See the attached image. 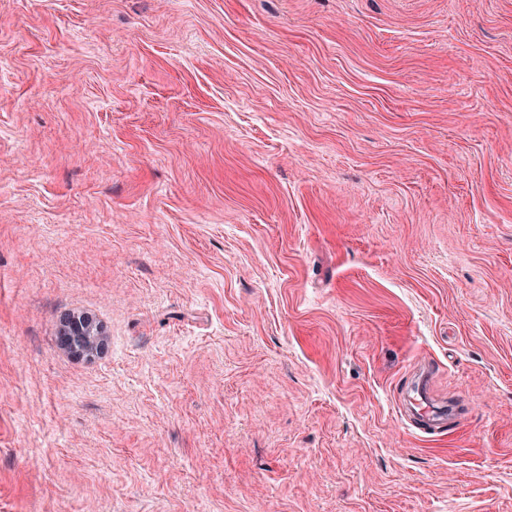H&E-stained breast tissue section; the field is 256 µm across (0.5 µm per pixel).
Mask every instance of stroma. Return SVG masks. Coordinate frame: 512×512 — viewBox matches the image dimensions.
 Masks as SVG:
<instances>
[{
	"label": "stroma",
	"mask_w": 512,
	"mask_h": 512,
	"mask_svg": "<svg viewBox=\"0 0 512 512\" xmlns=\"http://www.w3.org/2000/svg\"><path fill=\"white\" fill-rule=\"evenodd\" d=\"M0 512H512V0H0ZM60 339L68 352L79 359L93 357L104 346L101 328L98 333H94V325L89 318H72L65 321ZM429 370H423L417 377L412 395L410 396V405L413 415L420 422L437 427L448 419V414L440 413L434 404V399L428 386Z\"/></svg>",
	"instance_id": "obj_1"
}]
</instances>
